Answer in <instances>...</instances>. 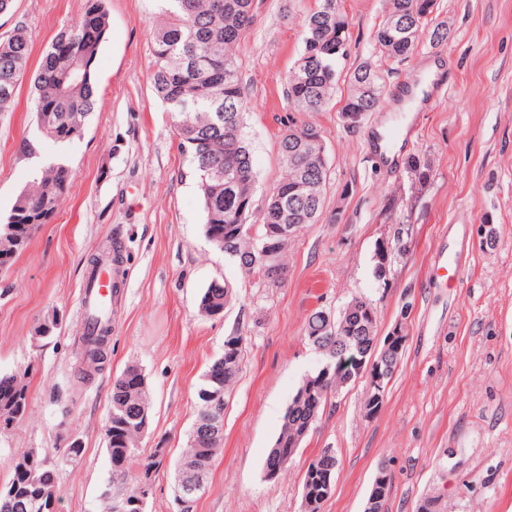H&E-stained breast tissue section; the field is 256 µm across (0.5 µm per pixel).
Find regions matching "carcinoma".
I'll use <instances>...</instances> for the list:
<instances>
[{
    "mask_svg": "<svg viewBox=\"0 0 512 512\" xmlns=\"http://www.w3.org/2000/svg\"><path fill=\"white\" fill-rule=\"evenodd\" d=\"M170 6L153 21V47L150 80L174 119L182 152L190 157L194 177L205 212V234L212 246L233 258L247 276L280 288L288 279L284 261L291 238L282 240L277 275L267 272L258 249L268 230L278 224H313L323 208L327 163L316 142L320 129L311 123L298 126L289 122L281 134L279 151L285 172L272 187L260 224L252 223L257 173L244 133L248 100L242 83L236 49L254 21L253 0H169ZM435 0H384L382 20L375 32L379 52L396 60L414 55L423 35L433 47L445 45L452 37L451 26L434 21ZM109 29L104 0H87L81 23L60 29L45 50L40 67L31 77L38 132L50 142L67 144L81 136L88 115L93 111V65ZM351 27L337 0H319V6L304 20L303 49L286 77L285 96L296 112H323L330 105L339 80L338 65L351 51ZM31 53V37L26 27L16 26L0 38V113L12 110L16 91L26 76ZM350 94L340 115H363L377 110L381 103L384 78L369 61L349 70ZM308 169L309 199L293 198V187ZM407 172L414 181L430 176L427 165L413 157ZM72 187V171L63 162L50 164L35 176L31 186L16 199L0 237L13 238L11 248L0 251V270L29 246L34 233L47 223ZM229 289L211 283L200 297L198 308L208 316L224 312ZM365 316L349 303L343 313L331 318L323 310L308 318L306 337L318 342L333 357H348L356 350H367L376 332L363 331ZM109 329L82 337L84 354L91 361L104 359ZM244 347L224 348L215 357L200 384L195 422L203 429L219 418L224 422V403L210 404L203 399L208 390L228 393L234 385ZM125 371L112 384L111 413L106 426L107 453L112 467L111 499L133 494L139 484L131 483L138 464L137 441L147 424L139 417L140 406L149 402L146 390H131V372ZM341 386L334 377L323 379L314 394L294 395L274 449L288 450L293 437L313 429L321 411ZM28 389L16 375L0 376V432L22 421L27 412ZM224 444V430L191 436L189 447L178 464L209 471ZM5 486L16 490L33 504L28 512H39L34 490L26 473L12 466Z\"/></svg>",
    "mask_w": 512,
    "mask_h": 512,
    "instance_id": "cac0c4a2",
    "label": "carcinoma"
}]
</instances>
